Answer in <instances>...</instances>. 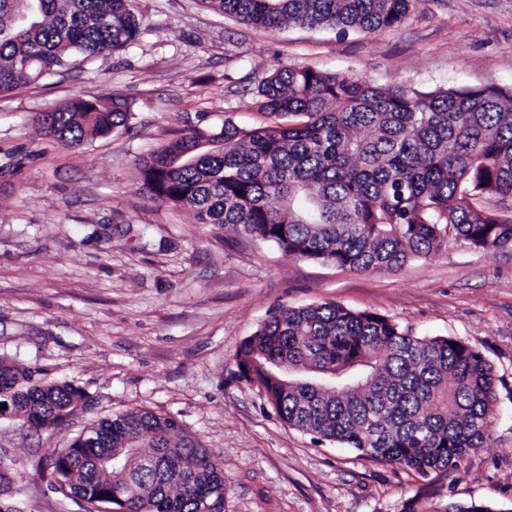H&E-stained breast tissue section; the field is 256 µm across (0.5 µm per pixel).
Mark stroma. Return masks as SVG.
<instances>
[{
	"mask_svg": "<svg viewBox=\"0 0 512 512\" xmlns=\"http://www.w3.org/2000/svg\"><path fill=\"white\" fill-rule=\"evenodd\" d=\"M139 39L0 97V359L89 396L65 423L0 416L18 477L0 512H85L39 475L87 425L133 409L174 418L224 468V512H400L475 502L512 512V247L459 237L398 271L360 273L156 200L139 160L183 129L257 125L255 86L279 61L378 86L512 87V0H418L400 25L337 35L245 25L202 0H137ZM75 96L121 97L128 126L68 149L35 113ZM337 302L417 336H452L498 377L487 447L428 477L288 428L237 353L275 311Z\"/></svg>",
	"mask_w": 512,
	"mask_h": 512,
	"instance_id": "stroma-1",
	"label": "stroma"
}]
</instances>
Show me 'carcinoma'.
Masks as SVG:
<instances>
[{"label": "carcinoma", "mask_w": 512, "mask_h": 512, "mask_svg": "<svg viewBox=\"0 0 512 512\" xmlns=\"http://www.w3.org/2000/svg\"><path fill=\"white\" fill-rule=\"evenodd\" d=\"M241 22L373 32L416 0H202ZM141 33L136 0H0V95L72 63L111 55ZM268 121L217 133L189 128L140 163L151 195L301 259L397 271L447 247L512 246V88L421 91L375 86L283 61L256 86ZM122 98L75 97L35 115L66 148L127 126ZM239 376L290 428L418 474L456 471L490 441L496 375L461 340L414 336L384 315L337 302L282 308L246 339ZM32 428L85 406L72 384L0 367V401ZM119 451L115 468L103 461ZM42 477L65 498L132 512H224L222 464L173 418L135 410L90 426L47 456ZM401 512H512L448 501Z\"/></svg>", "instance_id": "1"}]
</instances>
